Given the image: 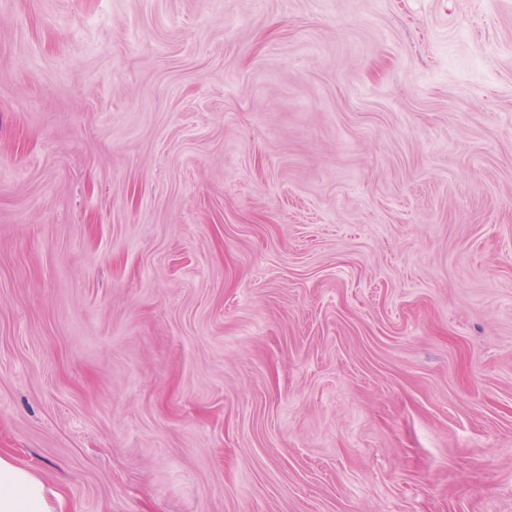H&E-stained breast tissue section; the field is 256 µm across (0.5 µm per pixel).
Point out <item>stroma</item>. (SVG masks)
Segmentation results:
<instances>
[{
  "mask_svg": "<svg viewBox=\"0 0 512 512\" xmlns=\"http://www.w3.org/2000/svg\"><path fill=\"white\" fill-rule=\"evenodd\" d=\"M0 451L68 512H512V0H0Z\"/></svg>",
  "mask_w": 512,
  "mask_h": 512,
  "instance_id": "35a3bbf8",
  "label": "stroma"
}]
</instances>
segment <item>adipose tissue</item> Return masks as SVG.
<instances>
[{
	"label": "adipose tissue",
	"instance_id": "adipose-tissue-1",
	"mask_svg": "<svg viewBox=\"0 0 512 512\" xmlns=\"http://www.w3.org/2000/svg\"><path fill=\"white\" fill-rule=\"evenodd\" d=\"M0 512H64V502L38 471L0 453Z\"/></svg>",
	"mask_w": 512,
	"mask_h": 512
}]
</instances>
